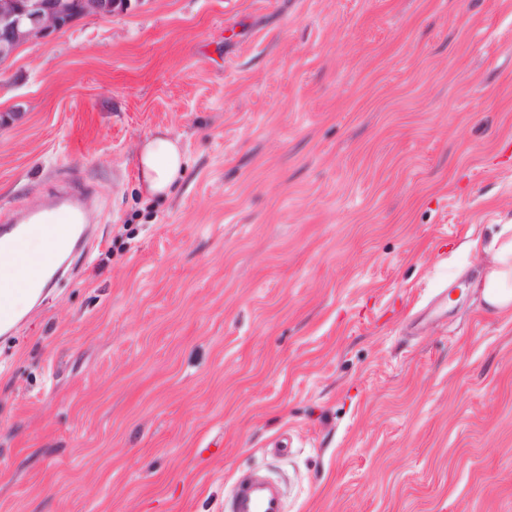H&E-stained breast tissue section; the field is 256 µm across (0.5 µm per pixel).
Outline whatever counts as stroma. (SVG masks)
<instances>
[{"mask_svg": "<svg viewBox=\"0 0 512 512\" xmlns=\"http://www.w3.org/2000/svg\"><path fill=\"white\" fill-rule=\"evenodd\" d=\"M0 225L94 220L0 333V512H512V0H134L0 65ZM187 157L147 198L136 155ZM148 197H165L178 186L185 169V155L178 139L156 135L145 141L138 156ZM485 251L491 264L476 288H480L487 306L507 311L512 308V224L501 225L499 234ZM281 483L254 472L238 474L233 480L226 512H284Z\"/></svg>", "mask_w": 512, "mask_h": 512, "instance_id": "obj_1", "label": "stroma"}]
</instances>
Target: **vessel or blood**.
Listing matches in <instances>:
<instances>
[{
	"instance_id": "vessel-or-blood-1",
	"label": "vessel or blood",
	"mask_w": 512,
	"mask_h": 512,
	"mask_svg": "<svg viewBox=\"0 0 512 512\" xmlns=\"http://www.w3.org/2000/svg\"><path fill=\"white\" fill-rule=\"evenodd\" d=\"M79 198L78 190L68 189L51 206L32 212L25 222L0 228V253L14 261V276L0 282V292L44 285L49 263L34 256L28 243L41 237L51 254L65 251L74 234L86 231L87 217L78 206ZM284 497L279 481L253 472L241 473L232 483L226 512H284Z\"/></svg>"
}]
</instances>
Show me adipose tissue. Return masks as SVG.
<instances>
[{
    "mask_svg": "<svg viewBox=\"0 0 512 512\" xmlns=\"http://www.w3.org/2000/svg\"><path fill=\"white\" fill-rule=\"evenodd\" d=\"M138 164L147 196L164 197L178 186L185 155L179 140L157 135L145 141ZM487 252L491 264L479 284L481 296L490 308L512 309V224L502 225Z\"/></svg>",
    "mask_w": 512,
    "mask_h": 512,
    "instance_id": "1",
    "label": "adipose tissue"
}]
</instances>
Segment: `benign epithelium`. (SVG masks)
<instances>
[{
    "mask_svg": "<svg viewBox=\"0 0 512 512\" xmlns=\"http://www.w3.org/2000/svg\"><path fill=\"white\" fill-rule=\"evenodd\" d=\"M131 6L132 0H0V65L34 36L85 17L121 14Z\"/></svg>",
    "mask_w": 512,
    "mask_h": 512,
    "instance_id": "7a95c632",
    "label": "benign epithelium"
}]
</instances>
